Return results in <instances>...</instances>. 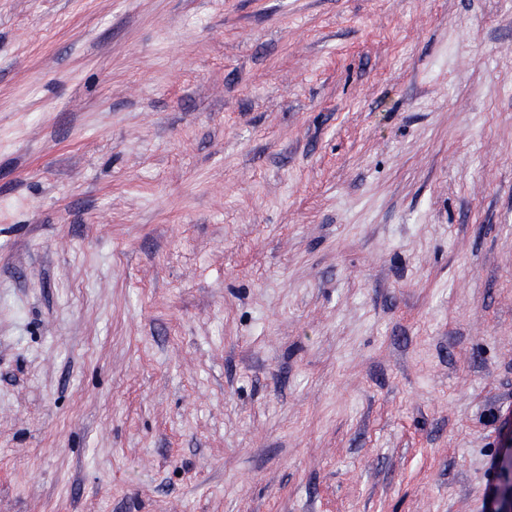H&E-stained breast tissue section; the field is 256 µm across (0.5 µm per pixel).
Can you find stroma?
Instances as JSON below:
<instances>
[{"mask_svg":"<svg viewBox=\"0 0 512 512\" xmlns=\"http://www.w3.org/2000/svg\"><path fill=\"white\" fill-rule=\"evenodd\" d=\"M511 436L512 0H0V512H489Z\"/></svg>","mask_w":512,"mask_h":512,"instance_id":"35a3bbf8","label":"stroma"}]
</instances>
